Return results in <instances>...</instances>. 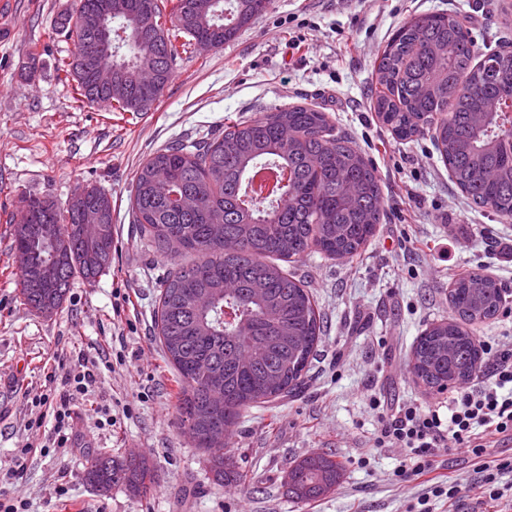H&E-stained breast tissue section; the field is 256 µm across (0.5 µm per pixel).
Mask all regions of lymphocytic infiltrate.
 Returning <instances> with one entry per match:
<instances>
[{"mask_svg": "<svg viewBox=\"0 0 512 512\" xmlns=\"http://www.w3.org/2000/svg\"><path fill=\"white\" fill-rule=\"evenodd\" d=\"M480 346L489 369L479 372L472 385L450 392L447 413L430 405L391 408L377 396L369 400L368 408L380 424L376 447L405 451L395 476L429 480L428 496L419 498L409 512H430L434 497L446 499L455 512H466L472 488L438 474L442 453L454 448L469 449L476 462L479 503L490 501L512 512V485L499 482L502 473L512 470V457L494 453L500 443L512 442V348L492 337ZM99 374L97 360L81 357L49 375L44 390L34 396V403L47 407L54 421L50 447L67 446L75 408L95 387Z\"/></svg>", "mask_w": 512, "mask_h": 512, "instance_id": "obj_1", "label": "lymphocytic infiltrate"}]
</instances>
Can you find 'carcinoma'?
I'll use <instances>...</instances> for the list:
<instances>
[{"mask_svg": "<svg viewBox=\"0 0 512 512\" xmlns=\"http://www.w3.org/2000/svg\"><path fill=\"white\" fill-rule=\"evenodd\" d=\"M271 0H78L59 27L74 49L59 60L61 81L79 100L118 112H148L173 77L174 62L201 39L221 48L252 24ZM124 29L112 55L124 93L96 87L81 58L94 49L93 22L103 12ZM512 50L478 60L471 30L457 15L424 14L389 40L375 64L373 104L392 135L433 139L454 184L477 207L512 217ZM268 166L285 185L275 198L248 195L250 174ZM83 206L105 232L101 261L84 260L77 232L81 212L60 209L50 198L31 197L14 219L13 248L32 263L21 274L20 293L34 309L44 301L62 307L76 278L94 283L112 269L116 250L112 195L89 184ZM133 223L147 247L163 255H193L164 276L155 328L181 388L177 410L195 432L197 448L213 434L229 440L242 413L271 405L298 390L316 353L323 318L308 290L277 261L311 252L348 261L374 236L383 217L375 168L350 138L335 133L326 113L285 106L260 117L233 120L214 138L172 145L139 167L130 195ZM452 316L428 326L413 348L411 371L429 389L471 380L482 364L467 326L495 320L502 286L478 270L450 283ZM224 374V407L208 401L209 365ZM208 479L243 486L230 456L208 460ZM342 465L331 452L294 460L284 476L287 497L318 500L336 489ZM83 481L105 495L115 487L140 499L155 485V467L143 455L99 454Z\"/></svg>", "mask_w": 512, "mask_h": 512, "instance_id": "carcinoma-1", "label": "carcinoma"}]
</instances>
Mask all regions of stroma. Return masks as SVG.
Returning a JSON list of instances; mask_svg holds the SVG:
<instances>
[{"label":"stroma","mask_w":512,"mask_h":512,"mask_svg":"<svg viewBox=\"0 0 512 512\" xmlns=\"http://www.w3.org/2000/svg\"><path fill=\"white\" fill-rule=\"evenodd\" d=\"M502 0H272L270 8L224 47L177 60L151 112L136 115L79 103L57 64L74 45L53 34L76 0H0V471L29 448L22 478L0 481L28 512H407L427 492L397 481L399 448H375L372 394L390 406L431 405L410 372L421 332L451 310L448 284L475 269L496 278L507 306L474 336L512 343V259L492 247L512 238V219L471 205L452 182L429 136L393 138L372 107L374 66L388 41L414 16L457 12L480 52L512 43ZM305 37L309 51L289 45ZM40 65L28 71L30 57ZM291 104L329 113L373 164L384 215L352 261L316 253L288 263L317 301L324 320L318 351L298 395L251 408L227 447L246 488L213 484L207 454L195 447L176 408L179 384L154 330L160 285L170 261L135 233L129 197L140 164L175 143H197L228 120ZM112 196L116 251L112 269L89 284L75 279L61 309L44 316L24 305L14 266L11 220L30 196L66 206L87 184ZM430 242L412 250L410 238ZM129 295L120 306L117 296ZM109 356L98 384L76 410L69 448L45 449L51 422L29 428L59 354ZM135 450L155 465L148 499L121 488L102 495L82 479L100 452ZM335 453L345 467L336 490L301 505L283 476L299 456Z\"/></svg>","instance_id":"35a3bbf8"}]
</instances>
